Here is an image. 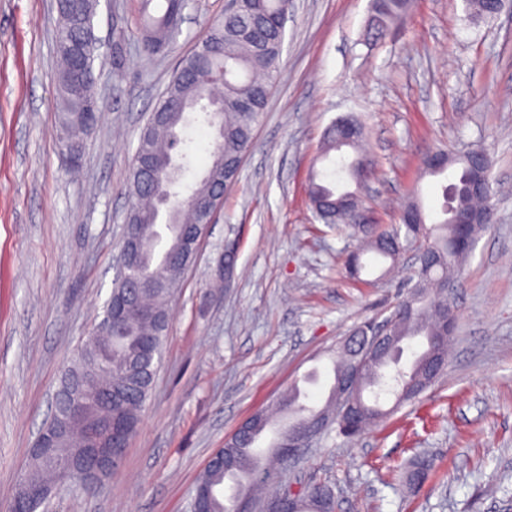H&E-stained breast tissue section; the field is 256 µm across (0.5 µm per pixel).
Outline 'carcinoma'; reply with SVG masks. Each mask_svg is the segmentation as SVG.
Listing matches in <instances>:
<instances>
[{"label":"carcinoma","instance_id":"carcinoma-1","mask_svg":"<svg viewBox=\"0 0 512 512\" xmlns=\"http://www.w3.org/2000/svg\"><path fill=\"white\" fill-rule=\"evenodd\" d=\"M378 30L386 31L402 18L408 8V0H372ZM98 0H64L58 6L61 17L56 31L54 51L58 62L55 82L59 101L60 139L64 146L80 150L84 135L93 128L85 114V105L96 99L95 87L100 77L95 67L98 39L94 31ZM184 8L182 0H142L141 21L137 29V41L142 51L151 56L165 53L162 45L172 44L179 30L171 29L175 17ZM238 14L251 25V38H238L232 34L236 18L229 15L213 21L208 35L195 52L182 58L173 75L167 92L155 107L166 113V118L148 122L138 144L157 165L158 175L173 197L172 206L178 212V223L159 224L157 213L160 202L147 177L132 167L129 196L133 210L139 216L137 232L141 241L143 265L140 277L148 282L168 279L174 283L169 288H146L142 294L139 311L131 315L120 329L108 336L89 333L78 349L63 379H68L85 369L86 363L98 353H103L112 364V375L121 373L129 359L136 356L144 362L142 390H127L112 394V417L124 418L138 432L143 407L152 391L158 360L160 359L168 324H162L158 315H168V302L180 287L182 276L194 258L177 264L173 262L177 238L183 224L199 222V216L191 202L199 201L209 189L213 165L218 153L240 162L252 145L256 125L265 112L270 90L278 76V64L282 54V39L286 36L288 0H239ZM224 79V111L212 116L207 110V100L212 86ZM204 113L206 124L224 127L223 139L215 140L210 162L204 172L180 191L181 175L171 177L176 159L189 166L188 153H175L185 143L180 129L189 124L188 112ZM350 123L364 128L355 115L337 118L326 128L323 143L317 157L321 162L336 154L339 170L360 192L367 178L369 159L363 152L364 137L338 142L337 123ZM450 183L442 186L443 203L441 218L425 224L427 214L423 201L416 192L411 193L405 210L415 213L421 224L422 235L419 260L414 271L415 282L408 287L394 307L392 333L394 343L377 362L364 369L359 378V388L354 401V416L336 414L331 402L319 408H308L298 402L300 392L291 389L275 408L255 414L251 433L237 432L225 443L222 453L224 464L207 465L199 478L195 492L205 495L208 512H236L237 499H247L256 512H266L267 504L279 491L266 492L272 480L271 460L280 457V446L291 425H313L317 420L328 421V428L351 442L370 426L383 421L414 401L430 388L439 375L430 371L427 359L433 358L447 365L448 337L444 324V312L449 306H457L456 297L448 293L446 284L463 282L466 261L472 255L475 244L488 224H454L452 216L460 211H492V186L490 153L482 146L452 158ZM307 194L315 217L324 224H344L361 237L363 247L349 260L352 276H359L364 264L361 257L372 253L390 261V267L381 271L384 278L395 266L399 250L410 235L408 225L400 222L387 230L378 224H352L343 211L325 207L324 201L336 198V186L322 180L321 172L313 167L308 174ZM416 338L424 340L423 350L411 364L399 363L404 345ZM73 461L71 479L78 484L90 481L85 467L88 448L80 424L69 425L61 442ZM45 454L36 452L23 479L34 485H50L55 473L44 462ZM435 465L430 456L417 457L407 475L406 482L417 489L426 480ZM232 482L233 494L224 496V484ZM336 495L334 488L323 482L302 493L300 512H334Z\"/></svg>","mask_w":512,"mask_h":512}]
</instances>
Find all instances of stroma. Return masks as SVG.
Instances as JSON below:
<instances>
[{
  "label": "stroma",
  "mask_w": 512,
  "mask_h": 512,
  "mask_svg": "<svg viewBox=\"0 0 512 512\" xmlns=\"http://www.w3.org/2000/svg\"><path fill=\"white\" fill-rule=\"evenodd\" d=\"M140 0H99L96 68L104 106L71 174L56 136L54 0H0V512L27 467L66 367L112 290L129 209L132 157L180 59L222 18L226 0H190L165 55L136 39ZM352 113L374 173L366 204L397 220L413 186L429 213L441 178L423 158L485 146L494 219L459 289L453 357L418 399L349 444L329 433L279 480L330 482L339 512H499L512 497V18L473 17L464 0H410L385 36L371 0H291L278 81L238 177L205 229L170 304L163 359L142 425L102 486L65 485L42 512H190L211 454L307 371L305 403L322 405L330 356L355 326L384 319L402 275L380 279L373 254L307 196L326 127ZM237 260L218 287L226 249ZM436 467L415 491L406 469Z\"/></svg>",
  "instance_id": "1"
}]
</instances>
